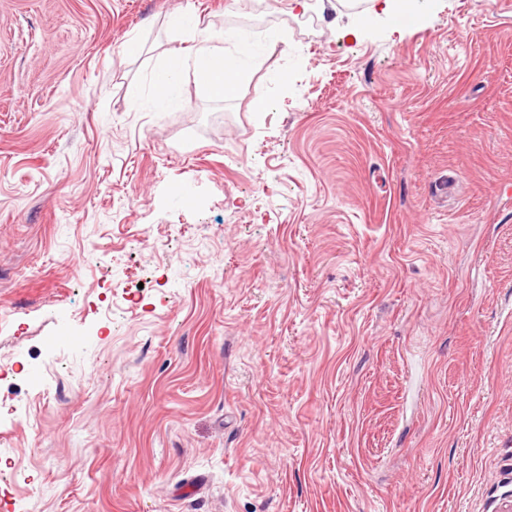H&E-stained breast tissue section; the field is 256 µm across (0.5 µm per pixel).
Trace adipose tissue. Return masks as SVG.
Returning a JSON list of instances; mask_svg holds the SVG:
<instances>
[{
    "mask_svg": "<svg viewBox=\"0 0 512 512\" xmlns=\"http://www.w3.org/2000/svg\"><path fill=\"white\" fill-rule=\"evenodd\" d=\"M169 24L191 32L192 44L167 50L163 66L154 72L152 85L157 109L162 111L173 105L172 91L187 72L193 73L208 96L220 100L235 97L246 77L243 59L253 55V47L240 41L234 31L214 33L201 27L198 19L187 12L171 16ZM227 42L234 43L235 52L224 51Z\"/></svg>",
    "mask_w": 512,
    "mask_h": 512,
    "instance_id": "adipose-tissue-1",
    "label": "adipose tissue"
}]
</instances>
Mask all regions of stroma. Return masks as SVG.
Listing matches in <instances>:
<instances>
[{
    "instance_id": "obj_1",
    "label": "stroma",
    "mask_w": 512,
    "mask_h": 512,
    "mask_svg": "<svg viewBox=\"0 0 512 512\" xmlns=\"http://www.w3.org/2000/svg\"><path fill=\"white\" fill-rule=\"evenodd\" d=\"M309 2L0 0V512L512 502V0ZM407 2H410V0H383L378 7L396 26H413L417 23L419 17L417 10L413 9ZM169 25L192 33L193 45L172 47L166 51V60L152 76L156 108L163 111L175 104L172 91L184 73L191 71L203 91L210 97L224 100L233 98L246 78L243 58L255 55V49L240 40L235 31L212 33L200 28L199 20L189 12L171 16ZM235 42V53L224 52L219 44Z\"/></svg>"
}]
</instances>
